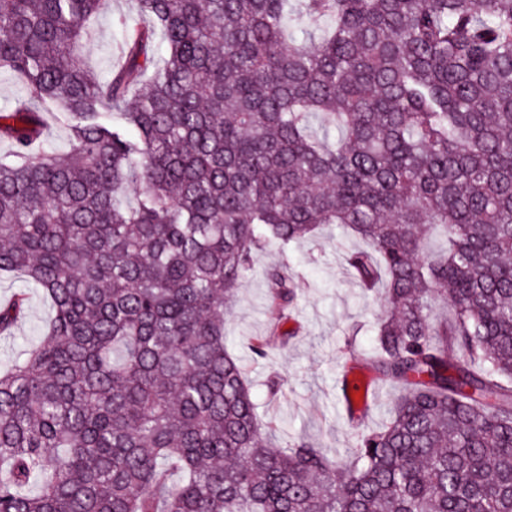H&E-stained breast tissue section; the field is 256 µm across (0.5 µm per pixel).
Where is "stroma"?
<instances>
[{
  "label": "stroma",
  "mask_w": 512,
  "mask_h": 512,
  "mask_svg": "<svg viewBox=\"0 0 512 512\" xmlns=\"http://www.w3.org/2000/svg\"><path fill=\"white\" fill-rule=\"evenodd\" d=\"M131 14L129 0H112L111 11L97 20L84 54L98 72L108 73L115 62L119 21ZM361 246L333 225L284 248L263 246L240 282L235 306L224 317L229 349L246 369L259 420L268 425L267 437L277 447L292 446L304 436L340 462L357 447L361 432L380 426L390 415L398 390L382 383L376 384V398L360 426L351 425L339 408V378L351 357L373 347L384 309L383 294L365 293L345 265L346 251ZM271 267L284 268L293 277L294 313L287 323V343L257 358L251 343L272 322L265 277ZM28 296L27 315L14 336L0 339V363L34 341L50 315L40 290L29 289Z\"/></svg>",
  "instance_id": "35a3bbf8"
}]
</instances>
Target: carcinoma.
Returning <instances> with one entry per match:
<instances>
[{
	"label": "carcinoma",
	"instance_id": "carcinoma-1",
	"mask_svg": "<svg viewBox=\"0 0 512 512\" xmlns=\"http://www.w3.org/2000/svg\"><path fill=\"white\" fill-rule=\"evenodd\" d=\"M133 2L99 76L112 0H0L32 92L0 111V274L52 308L0 366V512H512V0ZM323 224L366 244V362L401 389L337 464L270 447L224 332L261 244ZM266 278L285 320L294 279ZM132 13L131 5L127 0H112L111 11L101 16L95 24L93 40L84 48V54L89 65L106 75L111 63L116 61L121 42V18H129Z\"/></svg>",
	"mask_w": 512,
	"mask_h": 512
}]
</instances>
